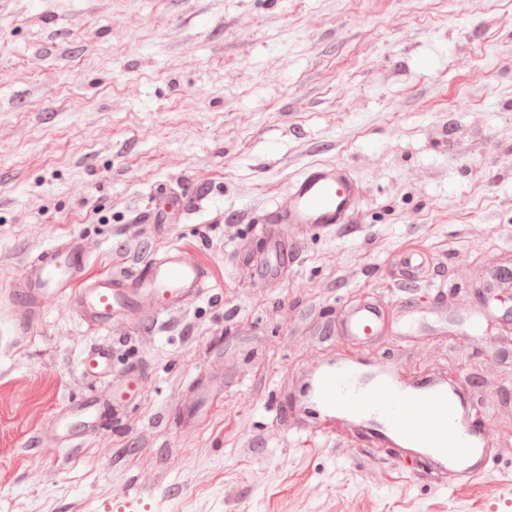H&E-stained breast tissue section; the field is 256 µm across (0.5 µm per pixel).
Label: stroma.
Returning a JSON list of instances; mask_svg holds the SVG:
<instances>
[{
  "label": "stroma",
  "mask_w": 512,
  "mask_h": 512,
  "mask_svg": "<svg viewBox=\"0 0 512 512\" xmlns=\"http://www.w3.org/2000/svg\"><path fill=\"white\" fill-rule=\"evenodd\" d=\"M349 169L350 224L260 225L307 166ZM194 199L151 224L157 199ZM82 243L89 278L177 247L208 288L157 323L91 328L61 299L20 327L25 265ZM425 258L403 282L401 255ZM512 0H0V512H512V452L447 488L422 458L374 452L353 427L286 434L324 355L445 373L473 417L512 442ZM275 287H268V280ZM385 326L336 331L362 300ZM112 346L140 395L93 436L45 449L103 394L80 358ZM217 379L187 421L202 379Z\"/></svg>",
  "instance_id": "obj_1"
}]
</instances>
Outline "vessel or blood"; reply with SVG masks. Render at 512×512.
I'll list each match as a JSON object with an SVG mask.
<instances>
[{"label": "vessel or blood", "instance_id": "b4317fda", "mask_svg": "<svg viewBox=\"0 0 512 512\" xmlns=\"http://www.w3.org/2000/svg\"><path fill=\"white\" fill-rule=\"evenodd\" d=\"M360 184L343 167L316 164L294 180L272 213V228L265 235L270 249H278L279 225H308L329 229L351 223L361 198ZM88 256L84 246L55 248L28 266L24 279L13 291L18 312L31 319L37 310L74 288L72 302L89 324L108 327L117 321H154L160 315L190 306L207 286L203 266L174 248L148 260L129 277L108 276L86 280ZM380 320L378 305L366 303L344 312L339 319L342 335L362 341ZM111 359L108 346L92 347L82 360L86 375L102 377ZM312 392L308 403L326 420L378 424L376 437L386 447L425 456L430 461L419 481L448 486L482 473L490 429L470 426V408L446 378L407 383L396 375L394 364L373 366L374 385L360 381V365L351 360H320L313 365ZM107 399L92 397L73 407L87 432H95L100 410L111 407L120 414L128 400L136 398L143 384L140 372L111 377Z\"/></svg>", "mask_w": 512, "mask_h": 512}]
</instances>
